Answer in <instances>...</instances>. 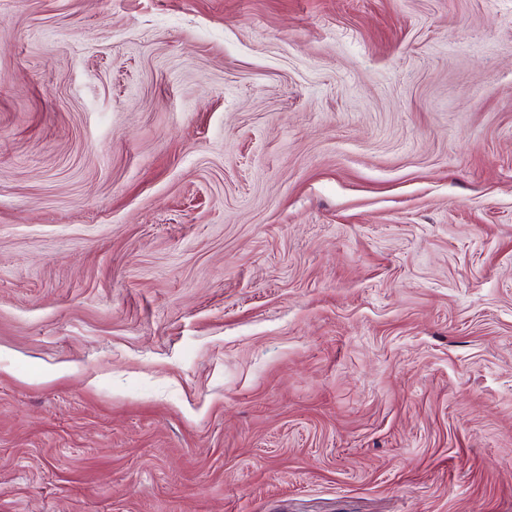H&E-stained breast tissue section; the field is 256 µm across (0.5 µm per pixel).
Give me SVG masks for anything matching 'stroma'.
I'll use <instances>...</instances> for the list:
<instances>
[{"mask_svg":"<svg viewBox=\"0 0 512 512\" xmlns=\"http://www.w3.org/2000/svg\"><path fill=\"white\" fill-rule=\"evenodd\" d=\"M0 512H512V0H0Z\"/></svg>","mask_w":512,"mask_h":512,"instance_id":"1","label":"stroma"}]
</instances>
